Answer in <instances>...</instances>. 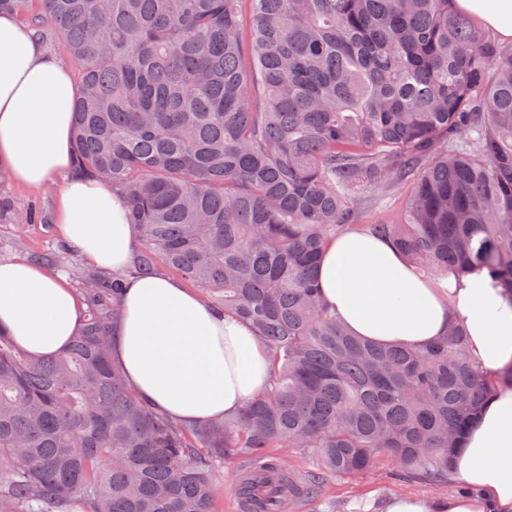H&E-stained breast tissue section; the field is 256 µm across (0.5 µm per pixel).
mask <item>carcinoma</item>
Instances as JSON below:
<instances>
[{
	"instance_id": "carcinoma-1",
	"label": "carcinoma",
	"mask_w": 512,
	"mask_h": 512,
	"mask_svg": "<svg viewBox=\"0 0 512 512\" xmlns=\"http://www.w3.org/2000/svg\"><path fill=\"white\" fill-rule=\"evenodd\" d=\"M453 0H0L76 68L75 171L122 195L130 274L162 268L247 321L266 390L198 426L111 361L126 278L85 273L58 356L0 330V512H216L212 472L257 462L249 512L319 504L332 476L450 480L457 441L512 367L484 371L452 326L374 344L324 306L317 265L350 192L410 185L401 224L362 228L429 274L486 269L512 299V46ZM0 194V222L33 224ZM273 448L313 449L287 473Z\"/></svg>"
}]
</instances>
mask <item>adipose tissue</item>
I'll list each match as a JSON object with an SVG mask.
<instances>
[{
    "instance_id": "adipose-tissue-1",
    "label": "adipose tissue",
    "mask_w": 512,
    "mask_h": 512,
    "mask_svg": "<svg viewBox=\"0 0 512 512\" xmlns=\"http://www.w3.org/2000/svg\"><path fill=\"white\" fill-rule=\"evenodd\" d=\"M455 8L512 43V0H455ZM70 69L30 28L0 15V163L30 189L70 168ZM54 222L80 258L126 273L123 316L110 331L113 361L134 391L173 421H218L259 395L270 375L266 349L242 321L166 273L129 274L138 232L119 194L79 176L56 192ZM318 279L323 301L349 330L372 342L421 348L462 327L476 365H512V302L488 271L425 274L389 242L359 227L327 245ZM85 306L67 277L25 258L0 260V327L36 357L65 350ZM469 495L383 499L379 512H512V387L498 388L466 429L452 465Z\"/></svg>"
}]
</instances>
